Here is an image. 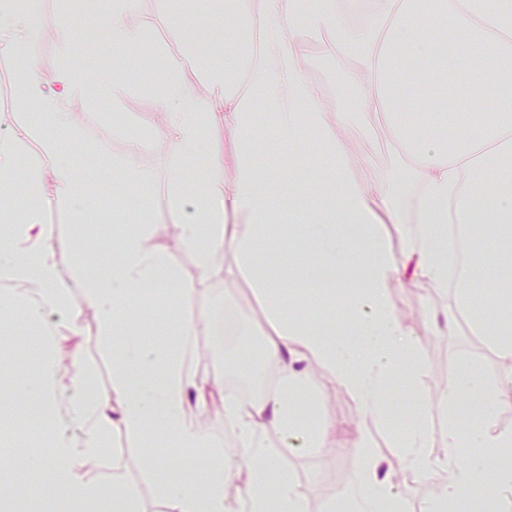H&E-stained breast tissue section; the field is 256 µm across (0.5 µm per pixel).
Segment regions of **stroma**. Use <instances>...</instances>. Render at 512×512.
I'll list each match as a JSON object with an SVG mask.
<instances>
[{
	"label": "stroma",
	"instance_id": "obj_1",
	"mask_svg": "<svg viewBox=\"0 0 512 512\" xmlns=\"http://www.w3.org/2000/svg\"><path fill=\"white\" fill-rule=\"evenodd\" d=\"M22 8L37 20L31 43L41 73H53L61 65L55 32L58 25L66 22L78 34L73 64L91 62L94 79L103 83L110 81L118 69L131 76L130 89L120 103L94 93L69 104L74 127L70 135L60 136L59 141L64 144L68 139L76 140L77 145L71 151L73 163L82 172L97 177L98 183L90 213L77 217L54 206L45 210V223L58 227L59 242L55 248L58 265L68 272L80 261L111 260L117 247L112 240L113 230L135 223V213L125 207L122 198L128 186L127 139L138 135L150 141L139 163L154 173L153 181L140 188V197L160 228L170 260L185 278H196L192 257L168 242L170 229L176 224L168 194V179L176 160L170 146L152 136L160 86L146 77L149 68L161 66L163 51L184 48L181 22L194 10L193 0H140L137 18L145 26L146 37L137 57L125 55L111 44L107 21L112 15V0H24ZM350 152L359 180L386 179L400 189H410V177L402 162L387 149L382 133H372L367 141H351ZM388 298L403 323L422 338V364L413 385L429 406L438 407L443 386L453 377L460 358L470 359L488 378L500 375L497 353L488 346L481 350L474 347L470 324L455 321L449 329L436 325V316L457 313L456 306H445L436 289L415 288L397 279L388 290ZM186 305L211 310L219 322L226 312L236 315L234 340H226L221 332L202 339L210 351L203 367L209 374L230 378L232 368L248 358L253 343L268 330L260 306L243 281L211 283L187 299ZM18 315L11 304L0 302V330L9 332L6 339H0V411L20 406L22 388L30 380L41 377L50 364L55 367L54 392L70 391L81 365L93 370L98 386H111L112 349L99 336L98 326L85 322L75 331L66 322H54V334L44 345L37 338V328L13 333ZM310 373L318 392V409L335 419L336 432L322 451L289 449L287 466L301 485L307 512H324L326 504L352 483L359 467L352 452V439L361 415L354 399L344 389L332 386L319 365H312ZM107 439V451L95 463L85 460L75 463L77 479L86 487L116 482L131 489L138 497L141 512H163L165 508L159 484L150 471L149 455H163L167 473L188 469L196 481L206 477V465L192 467L190 453L164 447L157 439L135 442L121 423L112 424Z\"/></svg>",
	"mask_w": 512,
	"mask_h": 512
}]
</instances>
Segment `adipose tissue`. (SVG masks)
<instances>
[{
    "label": "adipose tissue",
    "mask_w": 512,
    "mask_h": 512,
    "mask_svg": "<svg viewBox=\"0 0 512 512\" xmlns=\"http://www.w3.org/2000/svg\"><path fill=\"white\" fill-rule=\"evenodd\" d=\"M138 0H113L108 22L117 49L138 50L144 26L135 23ZM235 22L212 51L220 65L190 52L169 54L168 79L158 100L157 138L167 141L182 162L206 155L202 173L180 167L169 177L174 211L191 203L180 224L181 248L190 253L198 279H185L157 243L158 226L147 212L136 224L115 232L119 248L111 268L77 265L63 275L54 255L52 225L44 223L46 204L75 208L86 201V185L56 135L71 131L69 104L86 96L85 75L70 66L71 30L59 26L56 48L64 65L52 75L39 73L28 40L30 23L16 0H0V57L21 74V97L40 112L51 137L45 138L25 171L24 191L0 220L10 232L0 237V294L31 309L35 317L58 314L78 326L80 313L68 306L71 285L83 288L94 309L99 334L112 347V387L102 389L80 374L66 402V418L79 437L60 440L52 457L64 512H138L132 492L89 489L75 482L73 462L99 456L112 420H120L139 440L157 436L188 451L210 450L205 482L163 481L170 512H231L224 482L239 464L248 480L241 493L247 512H306L298 482L278 466L285 448H323L336 430L334 419L317 415L314 427L296 418L299 404H312L307 362L318 363L330 383L356 401L362 420L354 442L359 479L330 501L329 512H405L406 497L389 475L371 441V426L392 422L389 393L403 383L401 399L414 417L397 437L404 469L415 477L442 470L428 512L473 501L478 474L494 468V498L512 495V427L461 428L456 413L477 402L486 418L512 406V284L498 293L504 301L497 321H489L478 291L488 253L498 272L512 275V0H230ZM324 41L336 58L341 85L335 95L306 75L310 46ZM204 73L205 93L183 97L178 83L187 68ZM442 89L446 109H426V94ZM263 98H256V91ZM502 97L495 122H487L489 93ZM348 110L330 111V99ZM276 128L294 135L316 163L307 192L285 193L277 177L262 174L255 157L263 146L259 111ZM387 130L386 145L412 175L413 231L394 249L384 221L395 218L398 190L389 182H362L352 174L348 137H369L374 126ZM223 129L237 150V168L226 176L224 155L207 147L212 130ZM281 220L272 232L273 220ZM313 245L325 283L298 287L307 268L302 244ZM409 283L447 292L466 309L481 335L496 344L506 366L489 381L469 361H461L441 393L446 423L444 456L430 451V407L409 383L421 353V339L407 328L387 297L402 270ZM248 280L272 329L258 362L246 369L265 392L242 401L224 389V422L235 435L243 461L222 458L213 441L189 418L191 395H203L210 375L188 364L187 345L212 334L211 312L184 315L183 300L206 283ZM160 283L170 285L171 303L161 320L163 343L122 337L125 309L134 294ZM325 311L342 307V323L312 325L308 304ZM118 418H111L110 407ZM475 455L460 458V442ZM503 449L498 460L486 451Z\"/></svg>",
    "instance_id": "obj_1"
}]
</instances>
